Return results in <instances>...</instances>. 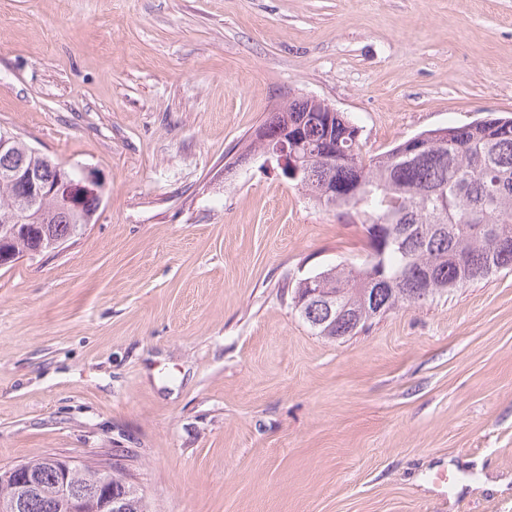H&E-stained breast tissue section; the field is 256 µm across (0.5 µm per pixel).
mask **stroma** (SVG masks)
I'll return each mask as SVG.
<instances>
[{
    "mask_svg": "<svg viewBox=\"0 0 512 512\" xmlns=\"http://www.w3.org/2000/svg\"><path fill=\"white\" fill-rule=\"evenodd\" d=\"M314 97L383 153L512 116V0H0V129L93 172L0 267V467L119 456L149 512H512V270L317 335L366 227L230 156Z\"/></svg>",
    "mask_w": 512,
    "mask_h": 512,
    "instance_id": "1",
    "label": "stroma"
}]
</instances>
